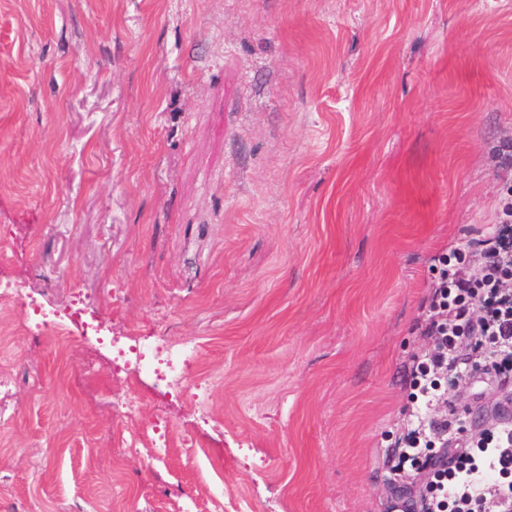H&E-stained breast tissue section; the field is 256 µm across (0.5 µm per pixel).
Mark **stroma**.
<instances>
[{
  "label": "stroma",
  "instance_id": "35a3bbf8",
  "mask_svg": "<svg viewBox=\"0 0 512 512\" xmlns=\"http://www.w3.org/2000/svg\"><path fill=\"white\" fill-rule=\"evenodd\" d=\"M512 0H0V281L199 348L196 454L0 316V512H391L434 259L512 204ZM41 387H34V380ZM139 399L136 393L131 392L120 401H114L113 408L120 417L122 425L131 430L136 438V443L149 449V456L152 460L163 462L173 444L171 427L162 419L154 420L149 427L142 423L139 418ZM149 428L152 430L151 433H149Z\"/></svg>",
  "mask_w": 512,
  "mask_h": 512
}]
</instances>
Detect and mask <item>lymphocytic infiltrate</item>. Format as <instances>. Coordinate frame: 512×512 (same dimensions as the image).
I'll list each match as a JSON object with an SVG mask.
<instances>
[{
  "label": "lymphocytic infiltrate",
  "mask_w": 512,
  "mask_h": 512,
  "mask_svg": "<svg viewBox=\"0 0 512 512\" xmlns=\"http://www.w3.org/2000/svg\"><path fill=\"white\" fill-rule=\"evenodd\" d=\"M423 335L428 353L411 368L413 427L400 452L428 472L423 500L399 493L401 512H512V416L461 437L446 413L449 388L512 381V222L439 255Z\"/></svg>",
  "instance_id": "f902f5d3"
}]
</instances>
